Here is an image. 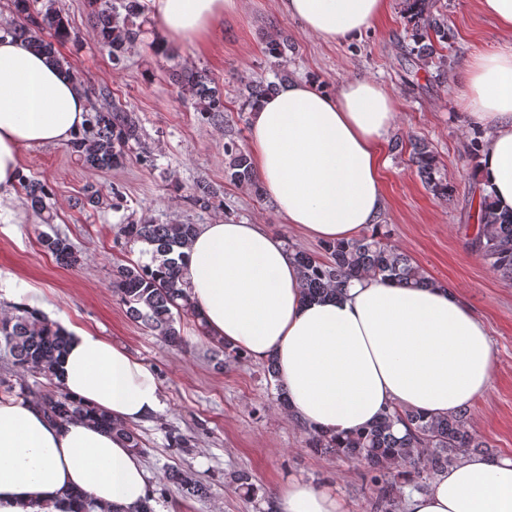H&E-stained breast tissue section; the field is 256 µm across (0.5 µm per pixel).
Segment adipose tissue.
I'll return each instance as SVG.
<instances>
[{
    "label": "adipose tissue",
    "instance_id": "1",
    "mask_svg": "<svg viewBox=\"0 0 512 512\" xmlns=\"http://www.w3.org/2000/svg\"><path fill=\"white\" fill-rule=\"evenodd\" d=\"M164 42H205L235 0H145ZM506 40L476 57L461 88L472 128L484 131L479 185L512 212V0H479ZM283 11L328 43L360 37L388 0H281ZM75 81L25 42L0 33V202L10 199L25 148L72 141L87 119ZM396 100L353 79L333 94L305 82L281 87L253 110L250 148L265 192L306 237H359L385 206L383 143ZM185 279L211 336L257 360L275 358L292 412L308 426L348 432L389 410L446 416L488 390L494 370L483 321L447 285L401 287L352 280L342 293L302 298L282 240L259 224L199 227ZM57 378L74 399L137 424L163 412L154 371L69 321ZM130 512L151 496L140 456L114 432L52 420L32 398H0V512ZM276 512H346L341 499L291 479ZM409 512H512V456L462 457L414 494Z\"/></svg>",
    "mask_w": 512,
    "mask_h": 512
}]
</instances>
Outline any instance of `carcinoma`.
Instances as JSON below:
<instances>
[{
  "mask_svg": "<svg viewBox=\"0 0 512 512\" xmlns=\"http://www.w3.org/2000/svg\"><path fill=\"white\" fill-rule=\"evenodd\" d=\"M435 0H401L406 19V40L411 62L434 64L442 71L448 65V48L452 34L445 16L435 13ZM16 22L11 34L26 42L34 51L53 58L69 74L75 65L58 53L56 45L71 39V32L56 0H44L41 9L32 10L30 0H14ZM94 24L101 44L108 50L112 66H123L127 54L144 33L147 20L139 0H89ZM179 85L194 99L195 110L213 124L224 121V98L211 85L207 75L197 70H182ZM277 89L276 84L257 82L245 86V98L256 104ZM140 143V127L131 110L120 105L110 109H93L85 129L70 142L76 160L95 170L120 167L132 145ZM412 161L427 188L435 195L447 198L452 186L441 176L438 161L429 145L423 141L411 143ZM228 157L226 176L234 182L254 183L256 175L250 155L232 140L224 144ZM30 208L52 221L49 185L26 176L20 177ZM216 192L202 186L190 196L193 207L208 211L215 204ZM197 230L195 224H153L129 221L121 227L128 241L149 246L145 253L150 262L140 261L119 265L112 273L113 291L127 307L134 322L180 347L183 338L176 328L175 315H189L197 323L201 335L210 337L207 324L196 309L183 277L189 245ZM43 250L63 265L77 263L78 257L69 240L59 234L40 238ZM472 251L489 265L504 281L512 282V215L497 211L490 196L480 197L477 211V231L470 242ZM326 259L296 251L304 296L310 300L335 294L353 279L367 274L379 275L402 287L427 286L432 280L420 265L399 247L385 241L379 229L351 241L326 243L322 246ZM0 340L5 343L14 365L21 371L35 372L52 381L66 345L63 331L44 318L25 309H17L10 318L0 319ZM29 392L48 416L56 421L85 420L116 432L131 447L141 448L137 434L129 427L112 422L109 415L85 406L68 396L62 388L34 392L24 379L11 383L0 379V393L11 395L15 389ZM405 426L402 435L396 425ZM309 445L320 453L334 454L367 465L366 481L373 496L370 512H400L401 484L424 492L430 480L448 469L470 448H480L467 424V411L447 416L394 410L375 423L349 435L338 436L327 431L308 430ZM167 480L181 487L189 497L201 496L205 488L191 475L171 470Z\"/></svg>",
  "mask_w": 512,
  "mask_h": 512,
  "instance_id": "cac0c4a2",
  "label": "carcinoma"
}]
</instances>
